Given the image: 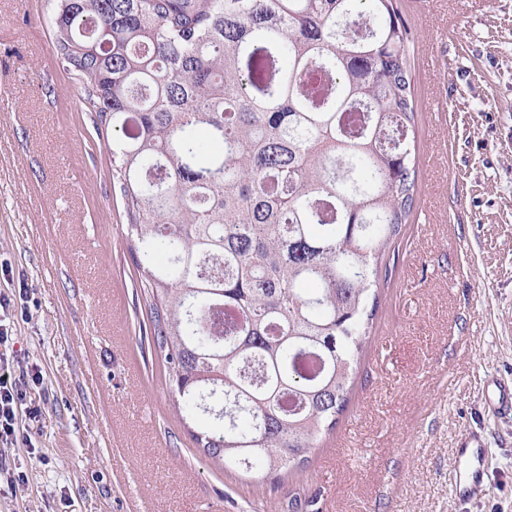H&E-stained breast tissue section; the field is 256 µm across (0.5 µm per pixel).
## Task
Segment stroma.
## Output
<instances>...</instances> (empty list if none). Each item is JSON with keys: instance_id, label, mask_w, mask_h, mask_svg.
Returning <instances> with one entry per match:
<instances>
[{"instance_id": "1", "label": "stroma", "mask_w": 512, "mask_h": 512, "mask_svg": "<svg viewBox=\"0 0 512 512\" xmlns=\"http://www.w3.org/2000/svg\"><path fill=\"white\" fill-rule=\"evenodd\" d=\"M416 196L379 265L349 404L304 468L250 480L175 410L123 196L62 71L46 0H0V345L23 392L0 512H512V0H400ZM478 435L485 488L458 449ZM486 448L476 440L468 442L459 451V459L466 466V477L455 486L457 497L465 499L482 491L484 483V459Z\"/></svg>"}]
</instances>
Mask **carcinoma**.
I'll return each instance as SVG.
<instances>
[{
  "label": "carcinoma",
  "mask_w": 512,
  "mask_h": 512,
  "mask_svg": "<svg viewBox=\"0 0 512 512\" xmlns=\"http://www.w3.org/2000/svg\"><path fill=\"white\" fill-rule=\"evenodd\" d=\"M197 448L264 480L347 405L414 206L397 0H48Z\"/></svg>",
  "instance_id": "carcinoma-1"
}]
</instances>
